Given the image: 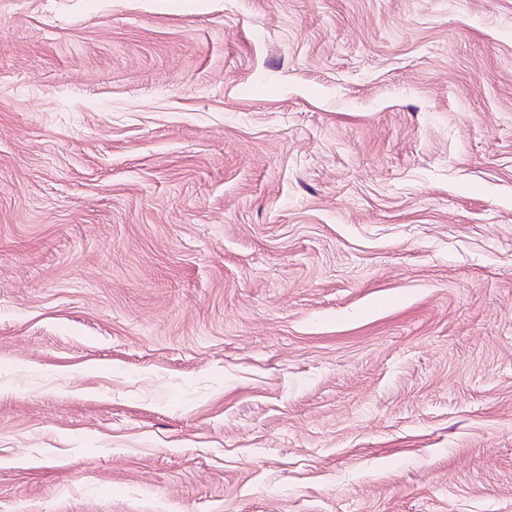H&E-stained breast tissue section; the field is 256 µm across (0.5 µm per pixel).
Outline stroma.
Masks as SVG:
<instances>
[{"mask_svg":"<svg viewBox=\"0 0 512 512\" xmlns=\"http://www.w3.org/2000/svg\"><path fill=\"white\" fill-rule=\"evenodd\" d=\"M0 512H512V0H0Z\"/></svg>","mask_w":512,"mask_h":512,"instance_id":"obj_1","label":"stroma"}]
</instances>
